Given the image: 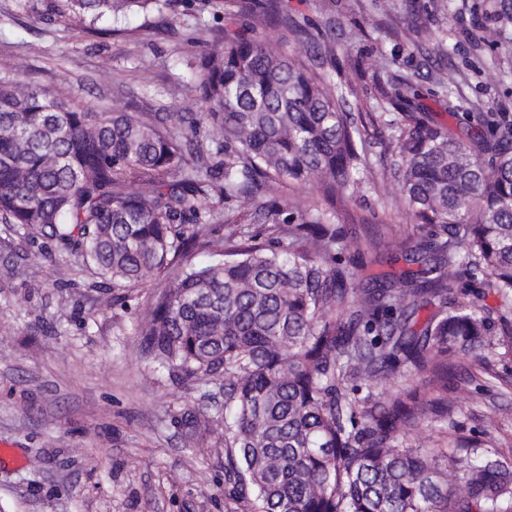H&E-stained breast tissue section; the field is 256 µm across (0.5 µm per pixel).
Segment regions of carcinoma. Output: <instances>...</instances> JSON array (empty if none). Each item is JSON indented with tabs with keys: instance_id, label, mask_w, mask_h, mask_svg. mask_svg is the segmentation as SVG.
Masks as SVG:
<instances>
[{
	"instance_id": "cac0c4a2",
	"label": "carcinoma",
	"mask_w": 512,
	"mask_h": 512,
	"mask_svg": "<svg viewBox=\"0 0 512 512\" xmlns=\"http://www.w3.org/2000/svg\"><path fill=\"white\" fill-rule=\"evenodd\" d=\"M60 2L90 31L170 0ZM256 22L295 24L279 0ZM318 54L308 64L271 37L226 35L197 64L196 112L109 111L56 84L0 80V224L77 255L97 293L167 276L139 336L168 376L224 381L225 475L246 512H512V457L498 452L512 438L450 433L459 456L445 471L406 445L424 418L453 420L460 356L483 352V387L512 386L487 363L512 354V325L496 329L471 298L474 287L512 297V122L484 112L460 138L381 113L390 176L425 233L348 238L330 207L375 190L372 141L335 41ZM375 84L381 108H395L413 77ZM294 183L322 199L256 210L267 240L236 219L209 238L201 197L253 201ZM347 238L357 257L417 269L365 283L356 262L338 261ZM194 250L212 263L196 267ZM418 374L431 397L411 383ZM375 377L400 389L356 397Z\"/></svg>"
}]
</instances>
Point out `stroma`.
I'll list each match as a JSON object with an SVG mask.
<instances>
[{
    "label": "stroma",
    "mask_w": 512,
    "mask_h": 512,
    "mask_svg": "<svg viewBox=\"0 0 512 512\" xmlns=\"http://www.w3.org/2000/svg\"><path fill=\"white\" fill-rule=\"evenodd\" d=\"M58 0H0V78L73 86L84 102L127 112H193L194 63L213 30L271 35L289 54L305 29L336 40V63L377 145V192L337 200L335 222L350 236L378 231L416 236L417 227L384 173L378 142L389 129L372 108L373 75L418 74L420 111L456 132L475 128L492 103L512 118V0H281L296 27L253 26L228 0H173L131 14L122 33H75L53 12ZM413 35H406V28ZM457 106L449 118V106ZM90 271L68 252L32 244L0 224V512H242L224 476L220 384L176 383L143 352L137 326L155 288L101 304ZM477 366L461 357L448 399L458 432L512 430V392H466ZM195 409L203 425L182 424Z\"/></svg>",
    "instance_id": "obj_1"
}]
</instances>
